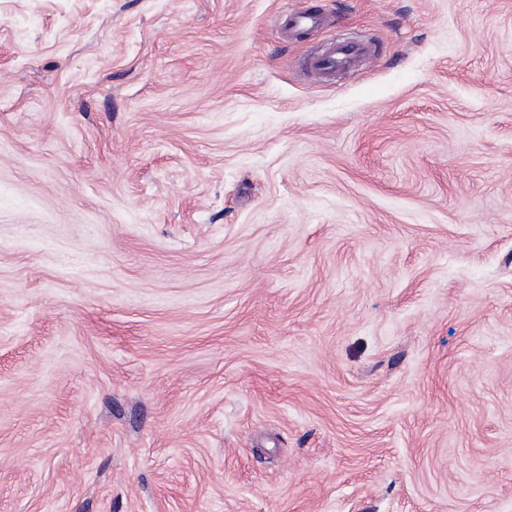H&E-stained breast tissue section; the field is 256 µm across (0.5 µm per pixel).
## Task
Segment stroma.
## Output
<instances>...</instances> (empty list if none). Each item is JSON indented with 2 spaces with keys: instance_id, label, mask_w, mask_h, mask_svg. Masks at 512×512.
<instances>
[{
  "instance_id": "obj_1",
  "label": "stroma",
  "mask_w": 512,
  "mask_h": 512,
  "mask_svg": "<svg viewBox=\"0 0 512 512\" xmlns=\"http://www.w3.org/2000/svg\"><path fill=\"white\" fill-rule=\"evenodd\" d=\"M0 512H512V0H0ZM323 24L322 17L300 10H293L288 15V35L294 32L315 29ZM367 50L365 46L359 44L334 42L326 53L314 57L310 65L320 73L330 75L337 70L354 66Z\"/></svg>"
}]
</instances>
